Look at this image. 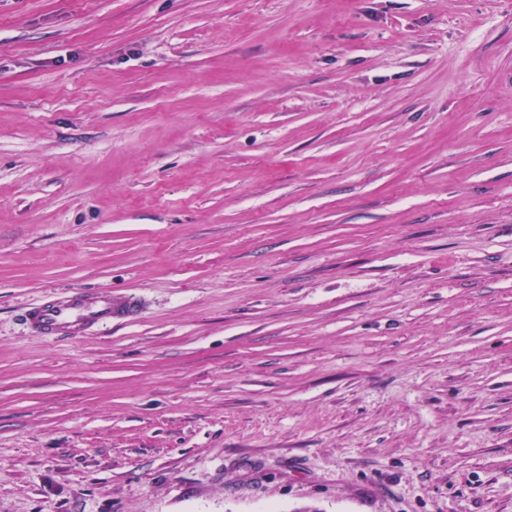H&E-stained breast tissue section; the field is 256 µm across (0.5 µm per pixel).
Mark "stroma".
Wrapping results in <instances>:
<instances>
[{
  "mask_svg": "<svg viewBox=\"0 0 512 512\" xmlns=\"http://www.w3.org/2000/svg\"><path fill=\"white\" fill-rule=\"evenodd\" d=\"M0 512H512V0H0ZM138 311V301L112 290H68L42 297L26 308L23 321L36 336L80 338Z\"/></svg>",
  "mask_w": 512,
  "mask_h": 512,
  "instance_id": "stroma-1",
  "label": "stroma"
}]
</instances>
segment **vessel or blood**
<instances>
[{
  "label": "vessel or blood",
  "mask_w": 512,
  "mask_h": 512,
  "mask_svg": "<svg viewBox=\"0 0 512 512\" xmlns=\"http://www.w3.org/2000/svg\"><path fill=\"white\" fill-rule=\"evenodd\" d=\"M138 302L109 290H68L42 297L26 308L23 321L36 336L80 338L131 316Z\"/></svg>",
  "instance_id": "vessel-or-blood-1"
}]
</instances>
